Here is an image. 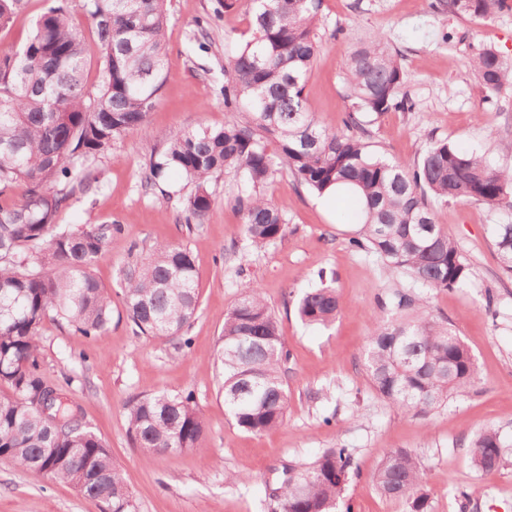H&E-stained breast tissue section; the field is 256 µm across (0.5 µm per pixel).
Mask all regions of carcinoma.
I'll use <instances>...</instances> for the list:
<instances>
[{"instance_id":"carcinoma-1","label":"carcinoma","mask_w":512,"mask_h":512,"mask_svg":"<svg viewBox=\"0 0 512 512\" xmlns=\"http://www.w3.org/2000/svg\"><path fill=\"white\" fill-rule=\"evenodd\" d=\"M22 0H0V29ZM240 11L247 37L224 62L220 94L229 112L222 127L172 132L150 158L140 183L187 224H203L215 202L214 181L231 177V201L246 238L264 248L284 238L287 220L267 195L279 174L320 197H354L360 222L352 248L379 258L399 281L376 296L378 315L363 367L375 393L390 406L425 417L478 379L475 358L448 320L435 314L430 294L472 286V271L457 242L434 220L436 203L475 201L497 216L488 225L500 268L512 275V168L465 153L446 140L431 143L405 164L374 152L366 141L372 117L411 109L400 97L403 71L382 34L353 47L345 61L350 108L337 130L309 111L304 89L318 52L323 0H223ZM508 0H431L437 13L487 20ZM91 22L95 55L74 28L69 0H54L21 49L0 53V197L18 181L19 201L0 202V458L40 481L66 483L102 506L135 512L122 468L105 442L62 407L58 388L41 373L37 336L50 318L82 336H101L112 322L117 295L137 333L168 342L196 315V266L184 245L158 241L148 257L133 259L111 292L92 273L121 225L79 224L58 230L73 199L100 186L99 162L115 142L142 127L166 80L165 0H81ZM95 65L96 85L85 86ZM482 87L496 93L512 82V65L491 48L475 57ZM179 171L189 194L165 188ZM336 288L303 293L296 310L310 326L335 322ZM224 411L242 432L260 435L281 425L288 410L290 352L275 314L255 283L241 286L224 317L219 353ZM49 413H44L40 402ZM128 433L145 458L201 446L204 415L193 393L165 391L127 404ZM506 440L494 427L469 443L473 466L485 477L503 466ZM358 475L348 448H328L305 463L282 465L266 495L278 512H351L345 499ZM384 497L409 512H433L425 469L406 449L391 451L371 476Z\"/></svg>"}]
</instances>
